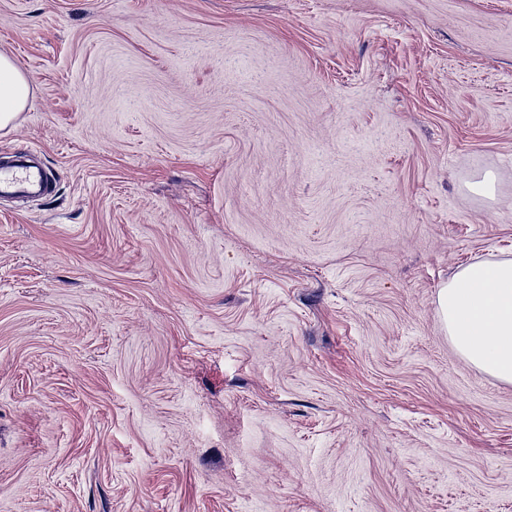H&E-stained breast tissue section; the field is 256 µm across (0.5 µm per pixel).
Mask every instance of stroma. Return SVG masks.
Segmentation results:
<instances>
[{
  "instance_id": "obj_1",
  "label": "stroma",
  "mask_w": 512,
  "mask_h": 512,
  "mask_svg": "<svg viewBox=\"0 0 512 512\" xmlns=\"http://www.w3.org/2000/svg\"><path fill=\"white\" fill-rule=\"evenodd\" d=\"M0 53V512H512L436 304L512 259V0H0ZM32 95L31 82L16 62L0 53V130L13 126Z\"/></svg>"
}]
</instances>
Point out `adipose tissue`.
Returning a JSON list of instances; mask_svg holds the SVG:
<instances>
[{
	"instance_id": "obj_1",
	"label": "adipose tissue",
	"mask_w": 512,
	"mask_h": 512,
	"mask_svg": "<svg viewBox=\"0 0 512 512\" xmlns=\"http://www.w3.org/2000/svg\"><path fill=\"white\" fill-rule=\"evenodd\" d=\"M32 95L16 62L0 53V130L13 126ZM442 328L470 367L512 384V260L460 268L437 292Z\"/></svg>"
}]
</instances>
